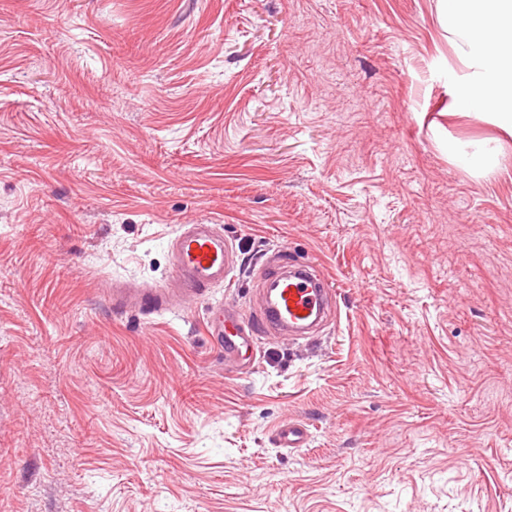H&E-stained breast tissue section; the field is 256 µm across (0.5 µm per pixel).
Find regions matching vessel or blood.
I'll return each mask as SVG.
<instances>
[{
    "mask_svg": "<svg viewBox=\"0 0 512 512\" xmlns=\"http://www.w3.org/2000/svg\"><path fill=\"white\" fill-rule=\"evenodd\" d=\"M170 248V283L140 289L113 285V310L133 307L148 315L189 310L210 288L223 284L235 266V253L223 230L214 224L181 225ZM260 282L263 302L257 320L267 330L297 337L323 327L335 310L333 288L306 264L283 261L277 270L262 274ZM210 335L215 348L228 358L249 351L254 344L249 323L229 308L216 309ZM308 437L307 428L298 422L281 425L276 433L282 448L303 447Z\"/></svg>",
    "mask_w": 512,
    "mask_h": 512,
    "instance_id": "b4317fda",
    "label": "vessel or blood"
}]
</instances>
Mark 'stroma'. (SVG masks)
<instances>
[{"label": "stroma", "instance_id": "obj_1", "mask_svg": "<svg viewBox=\"0 0 512 512\" xmlns=\"http://www.w3.org/2000/svg\"><path fill=\"white\" fill-rule=\"evenodd\" d=\"M461 74L440 0H0V512H512V141L449 160L497 134ZM201 222L230 283L113 312ZM283 256L337 320L223 358ZM448 155L468 170L488 173L502 166L504 149L498 139L484 140L472 148L449 142ZM227 327L232 329L227 331ZM225 328V331H224ZM210 335L215 348L224 353L225 358L235 357L252 348L254 336L249 321L239 320L234 310L218 307L210 322ZM308 437L307 428L299 422L283 424L276 433L277 443L281 448H302Z\"/></svg>", "mask_w": 512, "mask_h": 512}]
</instances>
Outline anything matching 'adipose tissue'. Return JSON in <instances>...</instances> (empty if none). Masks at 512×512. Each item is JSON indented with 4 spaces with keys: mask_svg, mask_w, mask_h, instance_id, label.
<instances>
[{
    "mask_svg": "<svg viewBox=\"0 0 512 512\" xmlns=\"http://www.w3.org/2000/svg\"><path fill=\"white\" fill-rule=\"evenodd\" d=\"M448 40L464 70L456 113L512 136V0H442ZM448 155L475 172L499 169L504 149L488 139L466 148L449 143Z\"/></svg>",
    "mask_w": 512,
    "mask_h": 512,
    "instance_id": "1",
    "label": "adipose tissue"
}]
</instances>
